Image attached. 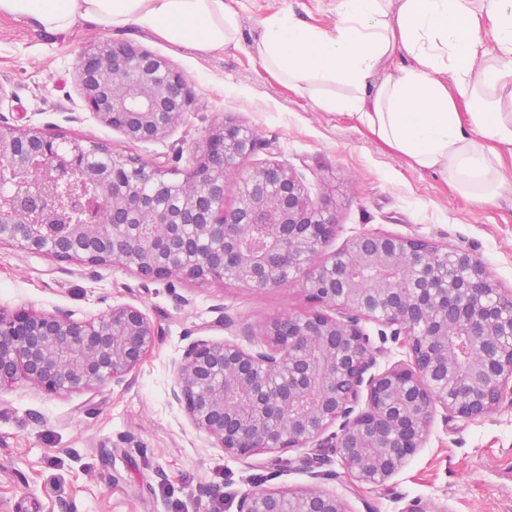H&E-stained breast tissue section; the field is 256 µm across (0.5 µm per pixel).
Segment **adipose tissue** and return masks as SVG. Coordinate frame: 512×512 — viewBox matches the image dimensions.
Segmentation results:
<instances>
[{"mask_svg": "<svg viewBox=\"0 0 512 512\" xmlns=\"http://www.w3.org/2000/svg\"><path fill=\"white\" fill-rule=\"evenodd\" d=\"M62 33L83 24L135 25L204 55L238 44L236 12L224 0H0V16ZM489 20L497 53L479 62ZM264 66L325 112L345 111L418 171L445 177L460 194L492 203L512 188V0L486 17L471 0H339L327 32L286 11L264 21L255 45ZM338 82L348 95L324 93Z\"/></svg>", "mask_w": 512, "mask_h": 512, "instance_id": "ef3b65f1", "label": "adipose tissue"}]
</instances>
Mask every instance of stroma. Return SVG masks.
Segmentation results:
<instances>
[{"instance_id": "obj_1", "label": "stroma", "mask_w": 512, "mask_h": 512, "mask_svg": "<svg viewBox=\"0 0 512 512\" xmlns=\"http://www.w3.org/2000/svg\"><path fill=\"white\" fill-rule=\"evenodd\" d=\"M241 38L208 57L136 26H94L49 34L0 17V124L89 138L106 148L161 162L182 179L208 132L222 121L251 128L266 149L249 165L284 164L313 201L332 202L334 252L364 232L420 238L467 250L502 291L512 293V193L476 204L442 176L413 170L346 112H323L277 81L254 45L263 19L289 11L306 25L333 30L338 0H224ZM103 40L130 42L183 73L190 104L164 139L133 143L88 110L77 81L79 53ZM141 308L158 332L155 346L125 382L48 394L21 380L0 391V512H237L258 487L314 486L342 494L350 512H512V388L486 417L464 421L436 410L426 440L385 484L349 486L328 449H292L283 459L226 456L170 399L173 360L198 339L261 341L263 324L308 311L300 285L256 290L226 281L174 277L150 282L124 268L56 263L0 244V307L88 316L113 305Z\"/></svg>"}]
</instances>
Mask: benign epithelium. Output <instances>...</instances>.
Returning <instances> with one entry per match:
<instances>
[{"mask_svg":"<svg viewBox=\"0 0 512 512\" xmlns=\"http://www.w3.org/2000/svg\"><path fill=\"white\" fill-rule=\"evenodd\" d=\"M76 70L90 112L131 142L167 136L187 112L183 73L133 44H92ZM264 146L225 121L176 181L158 162L90 139L0 126V244L148 281L300 282L318 308L267 321L259 348L192 342L174 362L171 397L233 459L315 442L352 486L382 485L422 447L436 408L465 421L496 408L512 382V294L471 253L423 239L364 232L313 263L336 236L335 215L284 165L243 168ZM231 178L238 195L228 206ZM366 321L392 328L409 360L369 373ZM157 336L131 304L98 317L0 308V389L19 379L51 394L119 385ZM237 512L349 510L335 492L275 487L243 494Z\"/></svg>","mask_w":512,"mask_h":512,"instance_id":"benign-epithelium-1","label":"benign epithelium"}]
</instances>
